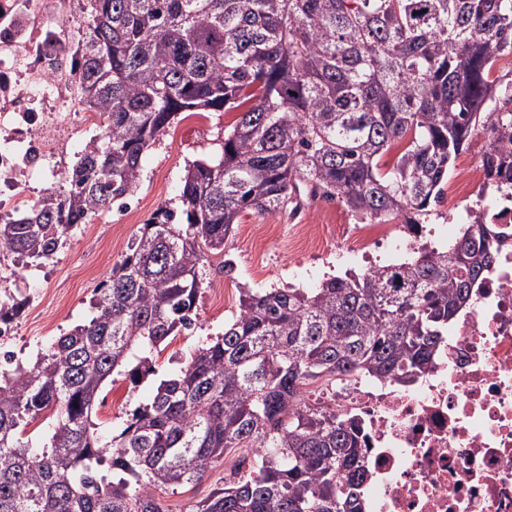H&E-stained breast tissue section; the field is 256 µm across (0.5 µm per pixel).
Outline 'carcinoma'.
I'll list each match as a JSON object with an SVG mask.
<instances>
[{
	"label": "carcinoma",
	"instance_id": "carcinoma-1",
	"mask_svg": "<svg viewBox=\"0 0 512 512\" xmlns=\"http://www.w3.org/2000/svg\"><path fill=\"white\" fill-rule=\"evenodd\" d=\"M77 78L101 133L66 188L0 223V252L53 258L73 230L140 186L145 150L183 112L240 110L221 154L186 167L185 222L157 209L97 288L93 316L31 364L0 368V512H162L155 491L200 482L229 448L248 469L191 512H363L360 422L304 388L360 375L406 383L428 369L496 260L480 217L442 250L330 276L315 288L240 289L224 335L159 382L105 442L103 384L155 373L153 353L193 324L205 255L246 213L341 201L420 224L475 129L492 139L485 188L512 184V0H87ZM395 152L392 163L384 156ZM26 300L0 296V321ZM51 410L39 447L25 428Z\"/></svg>",
	"mask_w": 512,
	"mask_h": 512
}]
</instances>
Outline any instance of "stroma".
<instances>
[{
	"label": "stroma",
	"mask_w": 512,
	"mask_h": 512,
	"mask_svg": "<svg viewBox=\"0 0 512 512\" xmlns=\"http://www.w3.org/2000/svg\"><path fill=\"white\" fill-rule=\"evenodd\" d=\"M237 117L234 110L210 111L166 129L145 151L140 188L128 198L126 207L94 216L72 233L49 264L24 268L16 265L11 255L0 254V285L27 299L13 336L0 342V351L28 359L73 325L90 320L94 290L125 252L129 239L158 208L179 209L187 165L219 152L225 131ZM298 215L315 227L309 243L296 242L288 234L289 224ZM356 221L343 203L334 202L327 211L318 199L304 200L295 214L244 215L228 239L225 253L205 256L194 324L155 354V375L135 385L126 375L116 373L102 387L92 413L98 432L105 436L120 433L128 413L150 401L159 379L185 367L190 351L223 333L225 324L238 313L240 288H313L324 276L340 274L341 263L324 242L327 227ZM228 256L235 267L225 278L220 267ZM252 455L246 448L228 449L201 483L158 491L164 512H189L191 505L223 486L225 476Z\"/></svg>",
	"instance_id": "1"
}]
</instances>
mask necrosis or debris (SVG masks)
Segmentation results:
<instances>
[{
	"label": "necrosis or debris",
	"mask_w": 512,
	"mask_h": 512,
	"mask_svg": "<svg viewBox=\"0 0 512 512\" xmlns=\"http://www.w3.org/2000/svg\"><path fill=\"white\" fill-rule=\"evenodd\" d=\"M78 0H0V213L33 200V179L58 177L69 126H98L80 105ZM482 170L458 165L450 203L483 214L501 239L493 270L457 313L430 368L410 382L351 376L322 406L362 422L364 512H512V192L485 198Z\"/></svg>",
	"instance_id": "obj_1"
}]
</instances>
